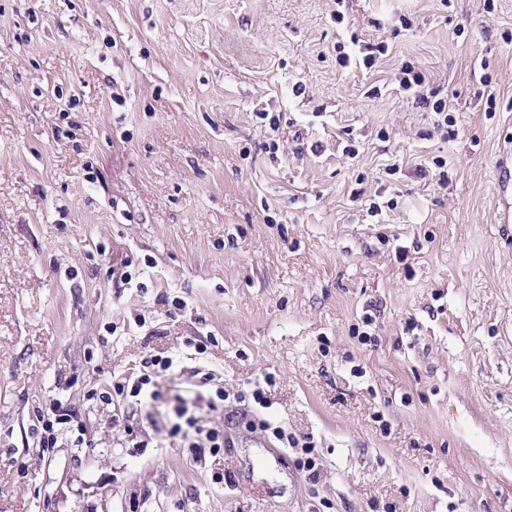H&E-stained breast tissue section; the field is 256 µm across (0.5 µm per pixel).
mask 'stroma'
Wrapping results in <instances>:
<instances>
[{"label": "stroma", "mask_w": 512, "mask_h": 512, "mask_svg": "<svg viewBox=\"0 0 512 512\" xmlns=\"http://www.w3.org/2000/svg\"><path fill=\"white\" fill-rule=\"evenodd\" d=\"M335 9L0 0V512H512V0ZM353 38L387 44L372 73L337 65ZM406 62L454 134L393 90ZM147 353L176 364L151 412L102 401ZM206 374L231 446L196 456L166 424ZM56 406L80 434L45 452ZM494 170L500 206L498 224H502L500 229L503 240L510 245L512 240V146L510 142L500 148ZM53 415L55 416L54 421L50 419L44 420V417H42L41 430L37 429L39 448H43V451H48L49 448H55L57 444L58 436L55 425H71L76 421V416L71 411L57 410V413H53ZM73 426L72 424V427ZM259 424L265 431H271L272 436L281 443L284 448H288V445L290 448H301L302 453L305 455L302 461L303 468H306L308 471H312L315 468L316 463L314 458L308 456L315 448L313 442L308 441L310 438H304L303 443L300 444L299 439L292 435L288 436V433H286L281 426H274L267 420H260Z\"/></svg>", "instance_id": "35a3bbf8"}]
</instances>
